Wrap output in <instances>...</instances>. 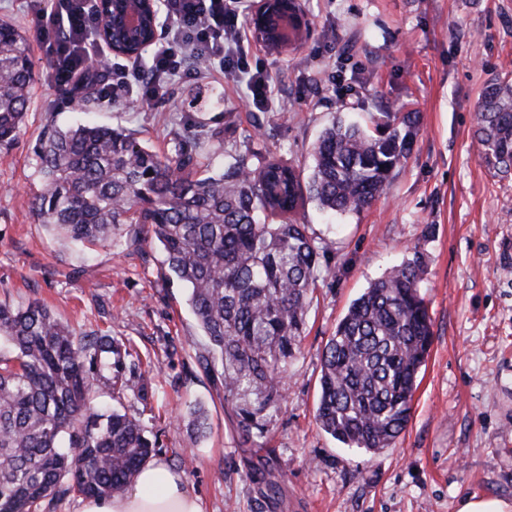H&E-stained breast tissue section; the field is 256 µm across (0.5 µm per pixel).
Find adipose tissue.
<instances>
[{"label":"adipose tissue","instance_id":"ef3b65f1","mask_svg":"<svg viewBox=\"0 0 512 512\" xmlns=\"http://www.w3.org/2000/svg\"><path fill=\"white\" fill-rule=\"evenodd\" d=\"M81 512H203L201 500L183 473L164 462L142 467L130 488L119 497L85 499Z\"/></svg>","mask_w":512,"mask_h":512}]
</instances>
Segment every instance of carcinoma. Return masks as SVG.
<instances>
[{
    "label": "carcinoma",
    "instance_id": "1",
    "mask_svg": "<svg viewBox=\"0 0 512 512\" xmlns=\"http://www.w3.org/2000/svg\"><path fill=\"white\" fill-rule=\"evenodd\" d=\"M296 0H268L263 38L288 41L308 26ZM31 49L0 19V147L25 125ZM108 74L92 71L60 86L94 102ZM418 112L337 117L313 145L308 175L275 154L232 156L224 172L201 176V139L176 137L160 153L119 127L79 124L43 134L36 151L42 191L32 209L74 243L156 242L162 265L188 291L204 336V368L220 375L238 428L263 434L285 396L288 362L301 351L312 293L329 245L294 215L312 202L337 215L359 213L385 192L410 154ZM482 165L512 176V79H492L475 110ZM422 251L384 272L348 307L321 357L315 421L348 448L376 454L395 444L411 418L417 380L432 345L421 293ZM0 512H46L61 496H118L156 452L139 419L102 410L95 392L121 397L130 380L112 368L131 352L110 333L79 334L44 305L0 304Z\"/></svg>",
    "mask_w": 512,
    "mask_h": 512
}]
</instances>
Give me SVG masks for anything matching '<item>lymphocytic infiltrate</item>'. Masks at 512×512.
<instances>
[{"label":"lymphocytic infiltrate","mask_w":512,"mask_h":512,"mask_svg":"<svg viewBox=\"0 0 512 512\" xmlns=\"http://www.w3.org/2000/svg\"><path fill=\"white\" fill-rule=\"evenodd\" d=\"M245 0H161L167 36L150 59L141 64L109 63L111 79L99 92L112 101H149L162 95L176 76L198 75L199 64L217 72L248 74V98L266 104L271 85L266 74L252 71L244 49L240 21ZM37 41L52 55V80L67 82L90 70L93 59L107 55V45L95 34L92 0H38Z\"/></svg>","instance_id":"obj_1"}]
</instances>
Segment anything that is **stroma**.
Masks as SVG:
<instances>
[{"instance_id": "35a3bbf8", "label": "stroma", "mask_w": 512, "mask_h": 512, "mask_svg": "<svg viewBox=\"0 0 512 512\" xmlns=\"http://www.w3.org/2000/svg\"><path fill=\"white\" fill-rule=\"evenodd\" d=\"M298 2L311 22L302 42L246 47L272 79L259 107L247 100L246 75L228 72L172 80L153 101L78 112L57 94L51 55L32 45L28 122L0 149V302L36 301L79 331L126 341L146 388L97 401L160 431L159 460L183 469L204 512H457L473 493L512 500V177L491 176L473 138L486 81L512 73V0ZM409 110L420 130L385 195L359 213L335 217L310 203L299 215L335 248L288 365L286 398L259 436L241 434L200 363L207 339L186 290L162 278L158 245L79 248L30 209L41 188L38 139L54 127L118 124L163 152L202 121L224 130L202 144L211 172L234 152H273L305 169L337 114ZM416 248L427 262L433 342L411 419L378 454L344 447L314 419L322 350L351 301ZM195 405L211 426L199 438L176 422Z\"/></svg>"}]
</instances>
